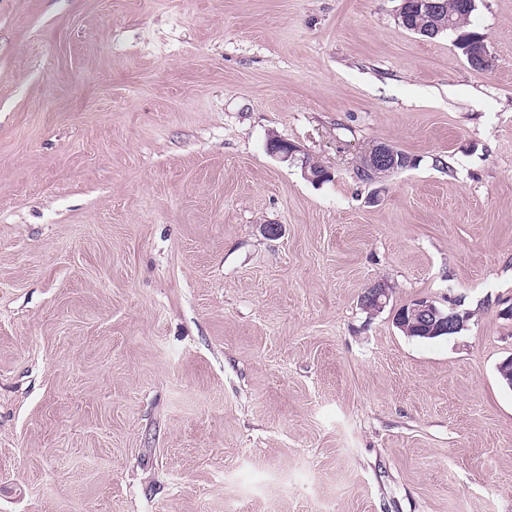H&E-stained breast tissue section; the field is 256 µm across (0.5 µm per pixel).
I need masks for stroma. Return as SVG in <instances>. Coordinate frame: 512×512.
<instances>
[{
    "label": "stroma",
    "mask_w": 512,
    "mask_h": 512,
    "mask_svg": "<svg viewBox=\"0 0 512 512\" xmlns=\"http://www.w3.org/2000/svg\"><path fill=\"white\" fill-rule=\"evenodd\" d=\"M475 4L488 72L401 0H0V512H512V0ZM378 144L416 166L360 178ZM420 299L465 329L407 337Z\"/></svg>",
    "instance_id": "35a3bbf8"
}]
</instances>
